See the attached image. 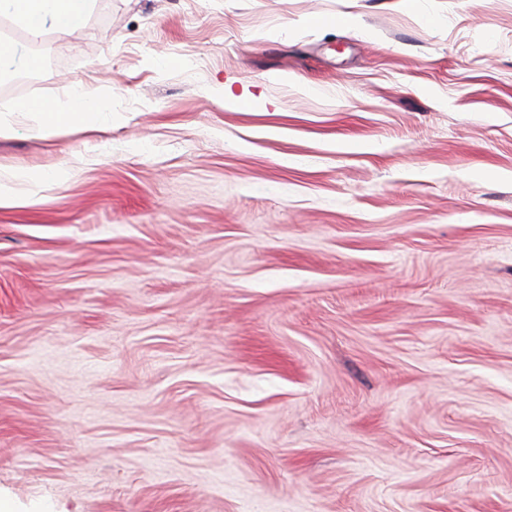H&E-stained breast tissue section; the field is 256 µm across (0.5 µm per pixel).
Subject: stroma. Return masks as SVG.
<instances>
[{"instance_id":"1","label":"stroma","mask_w":512,"mask_h":512,"mask_svg":"<svg viewBox=\"0 0 512 512\" xmlns=\"http://www.w3.org/2000/svg\"><path fill=\"white\" fill-rule=\"evenodd\" d=\"M94 8L0 84L112 115L0 138V506L512 512V0Z\"/></svg>"}]
</instances>
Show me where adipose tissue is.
<instances>
[{"label":"adipose tissue","mask_w":512,"mask_h":512,"mask_svg":"<svg viewBox=\"0 0 512 512\" xmlns=\"http://www.w3.org/2000/svg\"><path fill=\"white\" fill-rule=\"evenodd\" d=\"M91 5L92 0H0V17L19 23L35 43L50 30L68 34L82 28ZM10 112V118L0 120V137L11 133L17 118H35L34 129L43 136L52 135L62 125L92 131L107 121L95 94L84 87L74 91L70 111L59 112L49 103L27 99L15 103Z\"/></svg>","instance_id":"1"}]
</instances>
